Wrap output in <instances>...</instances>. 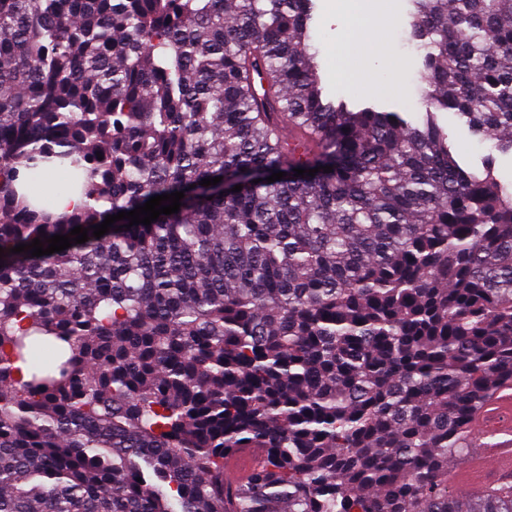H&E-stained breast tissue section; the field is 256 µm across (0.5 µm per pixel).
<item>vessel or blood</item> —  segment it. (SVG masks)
<instances>
[{
	"instance_id": "1",
	"label": "vessel or blood",
	"mask_w": 512,
	"mask_h": 512,
	"mask_svg": "<svg viewBox=\"0 0 512 512\" xmlns=\"http://www.w3.org/2000/svg\"><path fill=\"white\" fill-rule=\"evenodd\" d=\"M477 454L462 469L448 471L450 485L468 491H498L512 487V384L494 390L474 412L470 422ZM262 453L241 448L224 459V479L246 481L261 465Z\"/></svg>"
}]
</instances>
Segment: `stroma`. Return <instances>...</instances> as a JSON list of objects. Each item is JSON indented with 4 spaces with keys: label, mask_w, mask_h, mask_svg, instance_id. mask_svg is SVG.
<instances>
[{
    "label": "stroma",
    "mask_w": 512,
    "mask_h": 512,
    "mask_svg": "<svg viewBox=\"0 0 512 512\" xmlns=\"http://www.w3.org/2000/svg\"><path fill=\"white\" fill-rule=\"evenodd\" d=\"M412 0H373L372 20H379L381 14L389 12L396 18V25L385 31L384 40L369 49L363 59V66L369 77L394 69L402 73L405 86L395 93H375L361 90L346 92L336 76V46L348 33L353 17L344 0H315V11L311 27V43L318 52L323 86L331 96H346L347 100L360 102H380L386 109L407 113L418 118L421 112V92L419 77L424 67V59L411 37L413 14ZM440 125L458 152L460 162L471 170L483 167L484 159H491L495 173L503 183L512 182V155L503 154L491 148L490 144L479 142L467 128L460 125L449 113L438 116Z\"/></svg>",
    "instance_id": "stroma-1"
}]
</instances>
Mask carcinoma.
Returning a JSON list of instances; mask_svg holds the SVG:
<instances>
[{
  "label": "carcinoma",
  "instance_id": "cac0c4a2",
  "mask_svg": "<svg viewBox=\"0 0 512 512\" xmlns=\"http://www.w3.org/2000/svg\"><path fill=\"white\" fill-rule=\"evenodd\" d=\"M414 4L420 124L326 95L313 0H0V512H512L448 486L512 382V190L437 121L512 154V0ZM262 453L256 448H239L224 458V480L242 483L261 465Z\"/></svg>",
  "mask_w": 512,
  "mask_h": 512
}]
</instances>
